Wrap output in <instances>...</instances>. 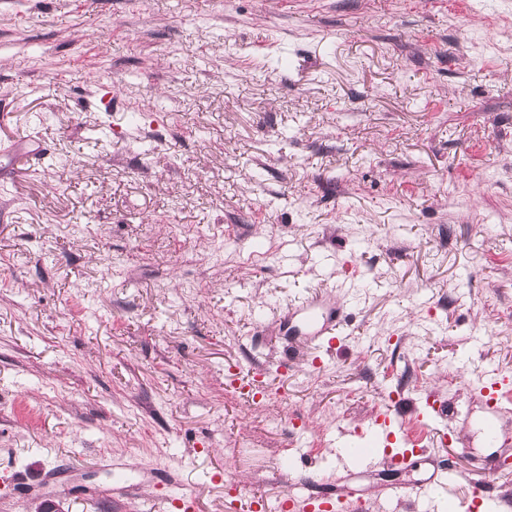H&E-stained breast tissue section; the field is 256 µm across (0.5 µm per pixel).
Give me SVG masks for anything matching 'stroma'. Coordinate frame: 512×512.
Instances as JSON below:
<instances>
[{"label":"stroma","mask_w":512,"mask_h":512,"mask_svg":"<svg viewBox=\"0 0 512 512\" xmlns=\"http://www.w3.org/2000/svg\"><path fill=\"white\" fill-rule=\"evenodd\" d=\"M12 145L0 512L273 510L387 408L467 495L483 410L452 444L417 414L512 372V0H0ZM329 288L348 326L315 370L276 318ZM430 470L353 484L444 512L382 492Z\"/></svg>","instance_id":"obj_1"}]
</instances>
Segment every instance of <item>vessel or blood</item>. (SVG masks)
Listing matches in <instances>:
<instances>
[{
	"label": "vessel or blood",
	"mask_w": 512,
	"mask_h": 512,
	"mask_svg": "<svg viewBox=\"0 0 512 512\" xmlns=\"http://www.w3.org/2000/svg\"><path fill=\"white\" fill-rule=\"evenodd\" d=\"M343 308L331 293L311 294L291 305L278 319V333L282 336H302L314 348L310 365L323 366L322 355L333 349L344 332ZM472 392L484 405L487 420L484 424L486 444L490 455L479 459L469 479L468 498L448 497L447 512H489L493 503L488 494L489 480L503 471V459L512 453V433L505 431L501 422L512 419V374L498 369L480 375L472 385ZM368 448L357 454H340L337 459L336 487L333 491L308 497L285 495L279 502V512H359L362 495L350 480L356 468H371L382 464L393 469H404L415 455L423 454L421 440L405 432L391 410L374 414L363 433ZM457 472L442 468L430 478L401 485H389L385 495L409 499H423L437 488L452 487Z\"/></svg>",
	"instance_id": "1"
}]
</instances>
